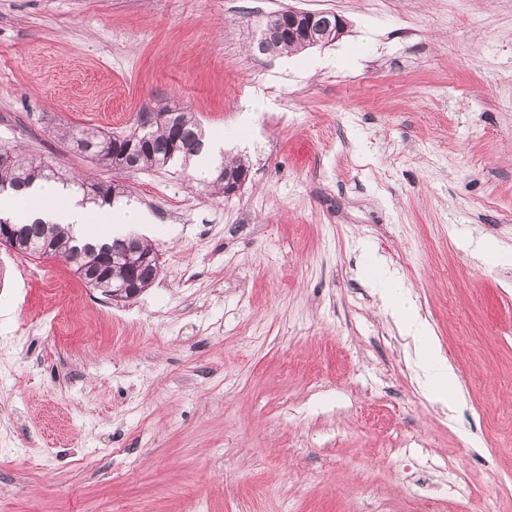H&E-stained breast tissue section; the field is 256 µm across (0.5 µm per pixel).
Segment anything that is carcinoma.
Instances as JSON below:
<instances>
[{
    "instance_id": "carcinoma-1",
    "label": "carcinoma",
    "mask_w": 512,
    "mask_h": 512,
    "mask_svg": "<svg viewBox=\"0 0 512 512\" xmlns=\"http://www.w3.org/2000/svg\"><path fill=\"white\" fill-rule=\"evenodd\" d=\"M302 49L301 41L287 38L253 44V53H288ZM167 117L148 127H136L122 140L89 128L62 130L58 138L70 145L74 152L85 155L102 167L118 174H131L141 170L162 168L180 160L189 161L202 149L203 131L193 113L182 107L162 109ZM7 160L0 162V194L28 186L35 181L52 179L70 185L73 179L62 171L41 161L27 160L13 147L0 146V155ZM247 176L248 166L240 161L224 162L219 157L214 163V178L209 182L214 192H224V172ZM83 197L98 205H111L127 193L126 185L117 181H92L78 183ZM13 239L6 248L30 258L55 257L65 261L74 273L89 287L108 297L117 293L125 282L136 283L141 289L152 285L159 275V255L152 244L136 235L114 238L112 242L91 243L73 229L41 221L24 223L13 220ZM137 243L151 257L136 266H128L112 257Z\"/></svg>"
}]
</instances>
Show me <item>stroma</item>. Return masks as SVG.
I'll return each instance as SVG.
<instances>
[{"label": "stroma", "mask_w": 512, "mask_h": 512, "mask_svg": "<svg viewBox=\"0 0 512 512\" xmlns=\"http://www.w3.org/2000/svg\"><path fill=\"white\" fill-rule=\"evenodd\" d=\"M289 6L348 29L253 55L256 13ZM175 105L249 173L121 178L155 218L138 297L0 246V512H512V0H0V144L109 181L57 129ZM374 285L390 305L397 321L408 335L413 336L417 348V365L423 374L422 387L447 402L457 395V377L440 348L433 342L428 325L421 320L406 298L405 286L394 271L379 265Z\"/></svg>", "instance_id": "obj_1"}]
</instances>
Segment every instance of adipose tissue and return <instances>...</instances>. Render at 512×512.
<instances>
[{"label": "adipose tissue", "instance_id": "ef3b65f1", "mask_svg": "<svg viewBox=\"0 0 512 512\" xmlns=\"http://www.w3.org/2000/svg\"><path fill=\"white\" fill-rule=\"evenodd\" d=\"M5 212L26 222L42 221L72 227L76 231L96 225L98 211L83 202L74 186L54 181H39L19 193L0 195V213ZM374 285L390 305L394 316L417 348V365L423 374L422 387L443 401L457 395V377L453 368L434 343L428 325L421 320L406 298V290L394 271L377 266Z\"/></svg>", "mask_w": 512, "mask_h": 512}]
</instances>
